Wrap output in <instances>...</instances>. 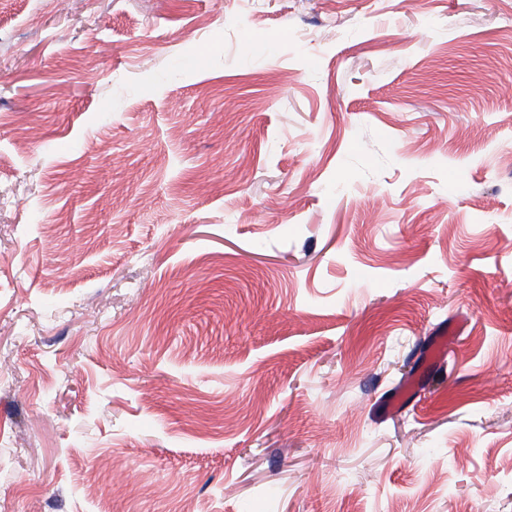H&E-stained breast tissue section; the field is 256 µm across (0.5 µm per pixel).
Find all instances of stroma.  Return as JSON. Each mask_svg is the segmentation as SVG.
Listing matches in <instances>:
<instances>
[{"label":"stroma","instance_id":"stroma-1","mask_svg":"<svg viewBox=\"0 0 512 512\" xmlns=\"http://www.w3.org/2000/svg\"><path fill=\"white\" fill-rule=\"evenodd\" d=\"M508 18L0 0V512H512Z\"/></svg>","mask_w":512,"mask_h":512}]
</instances>
